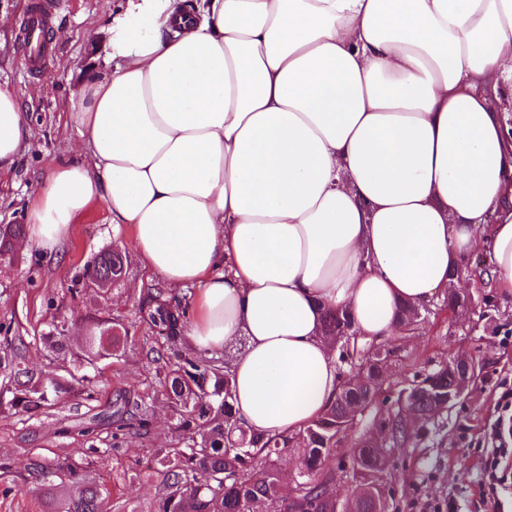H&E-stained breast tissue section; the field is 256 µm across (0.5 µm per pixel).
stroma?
I'll return each mask as SVG.
<instances>
[{
    "label": "stroma",
    "instance_id": "1",
    "mask_svg": "<svg viewBox=\"0 0 512 512\" xmlns=\"http://www.w3.org/2000/svg\"><path fill=\"white\" fill-rule=\"evenodd\" d=\"M47 32L50 50L38 67H30L22 24L32 0H0V85L15 90L30 113L32 137L14 170L0 173V224H23L37 202L36 181L59 159L73 155L80 136L69 117L78 80L94 59L103 57L100 29L118 0H62ZM125 251L130 271L107 304L92 293L72 297L71 282L101 250ZM146 270L127 227L110 224L104 204H94L72 226L61 251L17 250L14 261L0 264V322L12 323L27 341L26 361L47 370L48 352L40 338L51 320L64 321L70 346H78L86 321L101 312L120 316L129 325L124 356L97 361L85 371L97 390L99 405L117 393L142 395L153 383L154 365L140 349L147 333L139 317L141 288L157 283ZM462 290L471 294L473 308L463 315L449 312L442 298L429 305L419 330L403 342L389 362L388 381L400 390L414 372L430 370L451 356L470 355L478 375L462 404L443 414L436 428L392 451L386 475L397 491L401 512H423L425 501L454 498L458 512H512V480L499 504L483 502L478 481L485 459L483 438L499 415L502 386L512 387V298L495 297L484 305L483 286L462 274ZM90 404L76 392L63 393L50 413L30 419L0 413V460L10 464L0 472V512H51L40 483L29 474L31 459L64 456L78 442L67 426L88 419ZM173 420L165 402L154 407L150 437H130L121 447L92 455L88 474L105 483L112 512H155L158 499L156 449L174 438Z\"/></svg>",
    "mask_w": 512,
    "mask_h": 512
}]
</instances>
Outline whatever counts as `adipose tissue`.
I'll use <instances>...</instances> for the list:
<instances>
[{
    "mask_svg": "<svg viewBox=\"0 0 512 512\" xmlns=\"http://www.w3.org/2000/svg\"><path fill=\"white\" fill-rule=\"evenodd\" d=\"M36 183L27 246L104 203L144 266L193 288L185 334L231 352L238 424L298 434L339 390L325 311L393 335L476 249L512 297V0H124ZM31 137L0 88V172Z\"/></svg>",
    "mask_w": 512,
    "mask_h": 512,
    "instance_id": "1",
    "label": "adipose tissue"
}]
</instances>
